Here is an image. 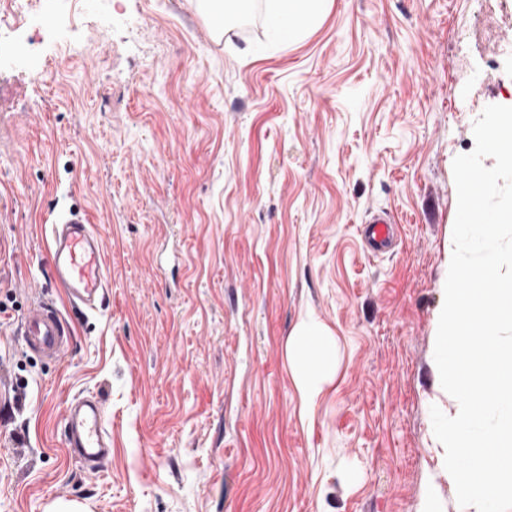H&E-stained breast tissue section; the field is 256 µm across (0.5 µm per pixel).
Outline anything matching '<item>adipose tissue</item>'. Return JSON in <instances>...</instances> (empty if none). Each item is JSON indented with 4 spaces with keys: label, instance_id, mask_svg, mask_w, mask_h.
I'll list each match as a JSON object with an SVG mask.
<instances>
[{
    "label": "adipose tissue",
    "instance_id": "ef3b65f1",
    "mask_svg": "<svg viewBox=\"0 0 512 512\" xmlns=\"http://www.w3.org/2000/svg\"><path fill=\"white\" fill-rule=\"evenodd\" d=\"M267 19L285 35L319 28L325 0H265ZM289 353L301 393L314 398L325 378L336 369V344L320 324L301 321L292 332Z\"/></svg>",
    "mask_w": 512,
    "mask_h": 512
}]
</instances>
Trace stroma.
<instances>
[{
    "mask_svg": "<svg viewBox=\"0 0 512 512\" xmlns=\"http://www.w3.org/2000/svg\"><path fill=\"white\" fill-rule=\"evenodd\" d=\"M0 58V512H457L434 449L452 164L512 106V0H327L287 41L260 0L216 35L199 0H39ZM83 211L109 288L72 309L46 227ZM385 212L394 248L362 224ZM39 296L57 361L19 330ZM336 339L305 402L295 325ZM105 403L112 455L64 442ZM22 336L31 352L56 360L68 349L71 330L56 304L52 300L41 299L27 309ZM107 411L93 394L73 398L67 408L66 445L70 453L97 471L112 451L106 430Z\"/></svg>",
    "mask_w": 512,
    "mask_h": 512,
    "instance_id": "obj_1",
    "label": "stroma"
}]
</instances>
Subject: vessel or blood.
<instances>
[{
	"instance_id": "1",
	"label": "vessel or blood",
	"mask_w": 512,
	"mask_h": 512,
	"mask_svg": "<svg viewBox=\"0 0 512 512\" xmlns=\"http://www.w3.org/2000/svg\"><path fill=\"white\" fill-rule=\"evenodd\" d=\"M392 239L389 220L374 219L365 230L370 252L384 251ZM50 261L55 283L69 302L81 311H96L108 282L100 237L85 214L71 210L52 222ZM22 336L31 352L55 360L68 349L71 330L56 304L42 299L27 309ZM106 418L102 400L93 394L73 398L67 408L66 445L73 456L95 469L112 451Z\"/></svg>"
}]
</instances>
